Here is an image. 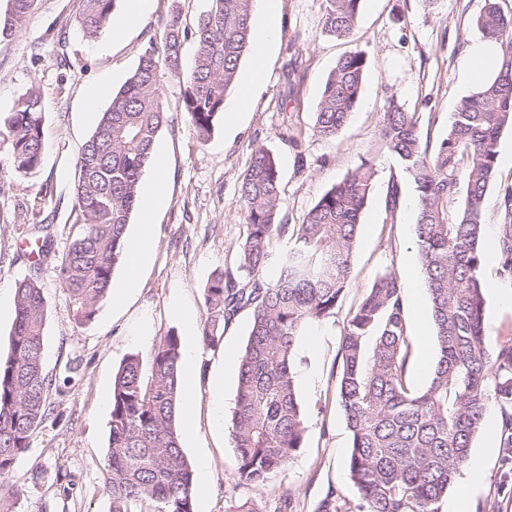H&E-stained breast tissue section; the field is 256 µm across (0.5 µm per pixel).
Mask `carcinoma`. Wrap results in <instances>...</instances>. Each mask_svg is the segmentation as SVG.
<instances>
[{"label":"carcinoma","instance_id":"carcinoma-1","mask_svg":"<svg viewBox=\"0 0 512 512\" xmlns=\"http://www.w3.org/2000/svg\"><path fill=\"white\" fill-rule=\"evenodd\" d=\"M36 0H11L0 36L12 35ZM117 0H80L84 36L105 30ZM193 32L180 11L162 23L159 42L146 50L132 77L84 143L77 158L78 231L59 264L62 287L78 324L90 322L108 296L123 261V236L138 186L153 160L159 132L174 121L166 111L162 69H179L183 43L196 49L183 90L196 139L211 136L251 49L255 0H208ZM476 19L482 37L500 47L496 69L460 100L446 133L422 139L416 113L392 99L383 112L382 145L398 160L416 192L415 247L434 329L435 365L428 384L409 377L414 336L396 273H378L353 308L342 335L336 402L350 435L348 466L360 499L328 489L316 512H439L482 429L489 405L499 412L500 447L512 449V342L487 332L481 243L485 197L496 180L497 145L512 128V14L500 0H484ZM361 0H326L322 32L349 39ZM367 56H341L329 73L315 112L314 135L334 141L357 106ZM44 102L32 89L14 111L0 114V143L21 173L34 172L43 154ZM377 177L364 161L328 189L293 226L281 218L280 177L274 155L258 148L244 174L240 210L248 233L239 248L235 281L220 273L207 288L211 315L199 343L224 335V323L249 311V331L237 375L232 413L236 476L263 484L302 447L307 426L294 363L305 329L335 313L352 287L354 246L361 215ZM497 224V275L512 288V186L503 189ZM288 238L275 253L271 243ZM47 301L35 279L16 287L9 356L0 359V475L30 447L54 413L61 392L44 367ZM182 342L169 333L153 345L149 376L128 356L112 389L105 484L112 512H195L193 470L183 454L176 419L180 405Z\"/></svg>","mask_w":512,"mask_h":512}]
</instances>
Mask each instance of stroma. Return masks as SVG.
<instances>
[{"label": "stroma", "instance_id": "obj_1", "mask_svg": "<svg viewBox=\"0 0 512 512\" xmlns=\"http://www.w3.org/2000/svg\"><path fill=\"white\" fill-rule=\"evenodd\" d=\"M484 0H362L360 21L349 40L323 34L325 0H278L280 27L264 60V79L246 77L252 57L241 61L237 84L225 106L247 104L235 128L216 120L206 142H198L183 112L182 91L191 71L194 40H186L178 71H164L166 109L175 121L159 134L156 146L167 161L169 205L156 217V247L141 275L138 291L124 307L104 301L84 325L73 315L59 280L58 263L80 220L73 185L83 144L102 113L155 42L162 21L173 10L195 20L207 0H153L151 11L118 41L109 33L83 36L79 0H36L22 26L0 39V113L13 111L29 90L45 104L44 150L40 167L24 175L14 170L0 146V290L14 293L19 281L36 279L48 301L45 369L65 380L58 400L62 416H49L31 439L28 451L9 474L0 476V512H110L104 481L114 376L129 355L148 361L151 346L167 333L184 335L181 313L204 324L210 309L207 288L220 273H236L237 256L247 235L239 189L255 149L274 153L280 169L284 223H302L322 194L361 161H373L378 178L361 218L355 246V280L334 316L313 324L309 344L296 362L297 390L308 432L302 448L263 485H242L236 477L237 453L231 429L215 431L207 408H200L191 433L182 435L190 462L208 458L212 491L208 512H234L250 501L256 512H315L328 488L358 500L348 469L350 436L335 401L338 348L352 308L377 273L395 271L404 297L424 289L414 225L413 184L400 177L395 221H388L385 192L398 175L394 155L379 146L382 112L388 99L417 113L422 135L439 140L458 102L472 86L464 77L465 52L481 34L475 19ZM367 56V73L358 106L340 136L325 141L313 132L325 80L339 57L352 49ZM106 84L96 107L90 89ZM498 178L485 201V240L495 239L503 187L512 185V129L501 134ZM41 199L36 221L50 239L49 258L36 257L34 239H20L15 225L22 210ZM487 330L512 339V306L496 275L497 251L483 250ZM81 363L74 378L65 366ZM471 457L482 467L470 486L449 495L465 501L466 512H512V464L502 448L486 450L477 436ZM73 479L72 495L58 492L59 475ZM23 490L12 498L11 487Z\"/></svg>", "mask_w": 512, "mask_h": 512}]
</instances>
